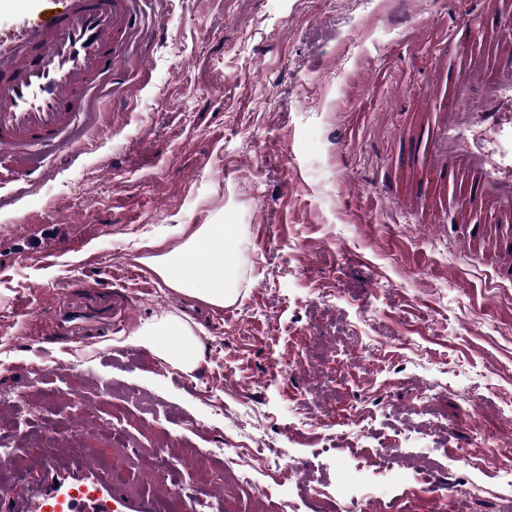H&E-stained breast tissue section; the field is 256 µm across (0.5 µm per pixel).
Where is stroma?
<instances>
[{
  "label": "stroma",
  "instance_id": "35a3bbf8",
  "mask_svg": "<svg viewBox=\"0 0 512 512\" xmlns=\"http://www.w3.org/2000/svg\"><path fill=\"white\" fill-rule=\"evenodd\" d=\"M140 18L79 125L0 161V452L77 434L125 492L201 512H512V283L413 195L407 148L445 78L455 0H130ZM236 224L239 297L134 272L185 225ZM168 313L185 373L127 344ZM259 443L256 498L224 464ZM292 466L272 484L263 458ZM456 493L443 497L445 485Z\"/></svg>",
  "mask_w": 512,
  "mask_h": 512
}]
</instances>
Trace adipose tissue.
I'll return each instance as SVG.
<instances>
[{
	"mask_svg": "<svg viewBox=\"0 0 512 512\" xmlns=\"http://www.w3.org/2000/svg\"><path fill=\"white\" fill-rule=\"evenodd\" d=\"M236 232L233 224L195 226L181 245L149 263L168 288L216 307L231 304L238 296L240 264L226 241ZM128 342L186 372L197 370L204 360L191 326L175 314L144 324Z\"/></svg>",
	"mask_w": 512,
	"mask_h": 512,
	"instance_id": "1",
	"label": "adipose tissue"
}]
</instances>
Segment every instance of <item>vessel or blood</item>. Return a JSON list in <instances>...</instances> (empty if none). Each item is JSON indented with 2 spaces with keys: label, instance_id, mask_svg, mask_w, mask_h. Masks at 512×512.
<instances>
[{
  "label": "vessel or blood",
  "instance_id": "vessel-or-blood-1",
  "mask_svg": "<svg viewBox=\"0 0 512 512\" xmlns=\"http://www.w3.org/2000/svg\"><path fill=\"white\" fill-rule=\"evenodd\" d=\"M50 16L0 48V156L25 159L41 143L63 140L89 93L111 74L124 34L137 23L127 0H48ZM449 36L473 52L448 78L447 102L433 113L418 146L427 173L416 200L443 208L455 223L493 209L512 223V44L483 48L512 23V0H465ZM18 453L39 457L34 477L9 492V512H160L161 496L124 494L84 449L58 458L22 439Z\"/></svg>",
  "mask_w": 512,
  "mask_h": 512
}]
</instances>
